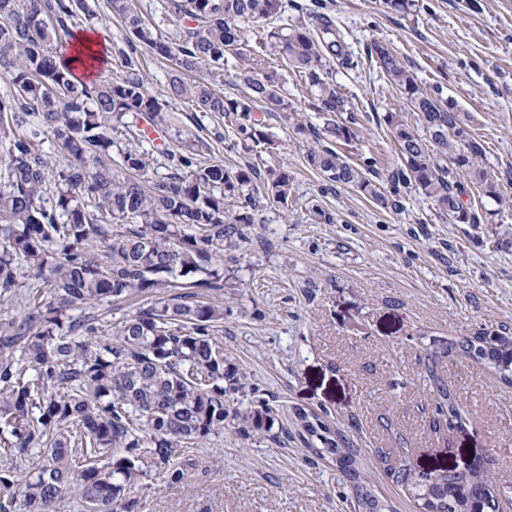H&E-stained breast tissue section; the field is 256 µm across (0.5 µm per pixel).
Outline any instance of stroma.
<instances>
[{
	"mask_svg": "<svg viewBox=\"0 0 512 512\" xmlns=\"http://www.w3.org/2000/svg\"><path fill=\"white\" fill-rule=\"evenodd\" d=\"M296 2L289 24L331 16L347 56L334 75L356 131L342 149L349 162L374 157L389 174L400 161L384 115L416 120L368 55L377 39L424 88L458 104L505 204L487 202L485 223L451 224L412 190L393 210L354 187L323 190L304 160L321 120L300 77L287 73L303 132L267 105L259 111L280 141L265 163L287 169L294 195L287 208L261 207L243 258L224 263L217 298L224 359L278 406L277 421L251 439L226 421L179 455L181 488L149 467L138 512H348L352 485L306 447L297 408L350 437L363 484L392 512H419L387 472L403 459L425 473L481 461L497 488L512 491V386L470 358L434 356L444 341L480 330L512 336V0H415L404 13L384 0ZM316 205L333 223L314 218ZM434 359L459 408L449 423L430 405Z\"/></svg>",
	"mask_w": 512,
	"mask_h": 512,
	"instance_id": "stroma-1",
	"label": "stroma"
}]
</instances>
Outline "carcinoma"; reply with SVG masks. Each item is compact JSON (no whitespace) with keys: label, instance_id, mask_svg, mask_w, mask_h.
<instances>
[{"label":"carcinoma","instance_id":"cac0c4a2","mask_svg":"<svg viewBox=\"0 0 512 512\" xmlns=\"http://www.w3.org/2000/svg\"><path fill=\"white\" fill-rule=\"evenodd\" d=\"M121 18L125 44L115 48L124 71L90 85L57 63L55 42L75 39L94 13L85 0H0V74L13 91L0 98V442L13 458L0 469V512H57L70 499L78 512H137L134 491L152 463L164 482L182 486L173 463L181 448L199 446L238 422L243 436L270 432L275 407L257 390L251 405L234 406L244 388L225 368L217 338L224 307V258L238 260L250 241L261 199L288 207L293 178L284 168L252 164L232 168L215 156L243 141L271 153L276 140L255 116L257 104L283 110L284 78L267 62V46L316 91L324 140L306 164L323 186L356 187L385 209L399 206V185L429 199L450 224H480L483 212L465 205L471 185L480 198L500 199L498 184L480 166L484 147L463 126L460 109L422 87L387 44L371 42L376 63L417 112L422 131L399 112L385 123L402 166L378 180L376 160L350 164L340 146L352 128L336 117L349 110L331 61L342 55L336 27L280 24L286 0H166L162 34L147 21L138 0H108ZM275 29L252 41L255 24ZM147 49L173 64L169 94L186 100L202 117L218 118L214 139L197 138L161 156L140 122L163 135L170 118L138 68ZM234 57L247 62L248 93L232 97L189 76L206 65L224 68ZM123 130L120 166L112 169V133ZM131 295L155 301L108 323L94 313L102 302ZM458 352L494 369L512 384V340L477 333L450 340ZM440 401L437 413H457L438 362L428 363ZM300 435L313 454L336 460L354 482L358 512H387V504L359 482L360 450L323 416L296 410ZM423 512H498L497 491L482 466L432 475L409 462L389 467Z\"/></svg>","mask_w":512,"mask_h":512}]
</instances>
